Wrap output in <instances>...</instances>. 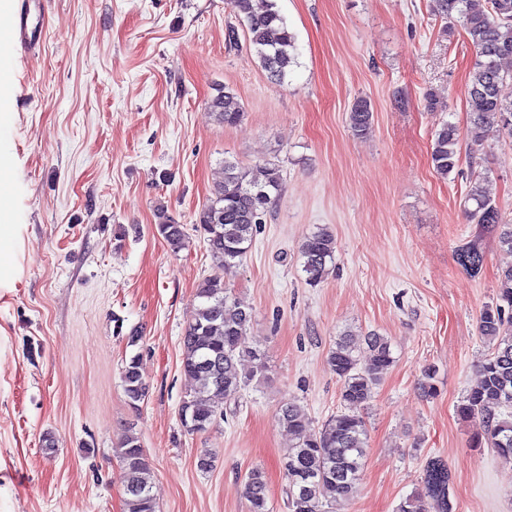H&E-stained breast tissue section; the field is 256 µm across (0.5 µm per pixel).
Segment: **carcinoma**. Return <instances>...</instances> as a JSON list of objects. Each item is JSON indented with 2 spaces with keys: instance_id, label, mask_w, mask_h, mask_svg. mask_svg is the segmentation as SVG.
I'll return each mask as SVG.
<instances>
[{
  "instance_id": "cac0c4a2",
  "label": "carcinoma",
  "mask_w": 512,
  "mask_h": 512,
  "mask_svg": "<svg viewBox=\"0 0 512 512\" xmlns=\"http://www.w3.org/2000/svg\"><path fill=\"white\" fill-rule=\"evenodd\" d=\"M441 17L457 14L468 42L475 50L469 72L467 106L470 123L478 133L512 137V102L500 96V86L511 74L502 68L512 59V0H432ZM230 8L246 29L249 47L270 78L282 83L296 64V36L280 14L276 0H229ZM215 120L237 125L244 116L237 95L217 89L209 101ZM349 126L359 137L372 128L370 102L357 98L348 112ZM461 146L456 125L448 122L434 131L431 162L435 173L446 179L459 171ZM282 191L278 166L248 169L224 160V177L213 197L197 214V230L206 239L220 272L204 278L196 289L197 305L185 327L182 369L193 381L183 400L180 417L188 431L204 432L223 415L217 399L236 396L264 369V354L242 346L251 319L224 287V272L237 266L247 253L257 225ZM463 208L469 222L496 234L500 247L512 253V224L502 222L492 182L483 173L471 175ZM158 232L174 252L185 246L183 225L164 211L157 213ZM336 239L319 227L301 243L303 272L309 285L321 283L334 260ZM458 264L470 271L484 263L480 246L469 241L456 251ZM479 330L491 350L479 365L480 379L456 406L463 419L478 423L472 445L483 444L497 456L512 462V266L501 274L498 303L480 316ZM394 362L389 340L376 333L357 344L352 332L343 333L328 353V364L341 382L343 410L316 428L303 407L290 404L280 409L279 425L292 437L283 458L287 479L288 512H324L337 501H349L358 491L366 462L367 429L358 409L374 396L382 375ZM128 404L136 409L148 393L137 357L122 371ZM124 485L125 512H156L151 493L152 474L144 449L132 433L123 435L117 448ZM250 512H270L265 472L256 466L244 476ZM452 476L448 463L432 458L426 464L422 492L404 499L398 512H428L433 500L439 512H454Z\"/></svg>"
}]
</instances>
